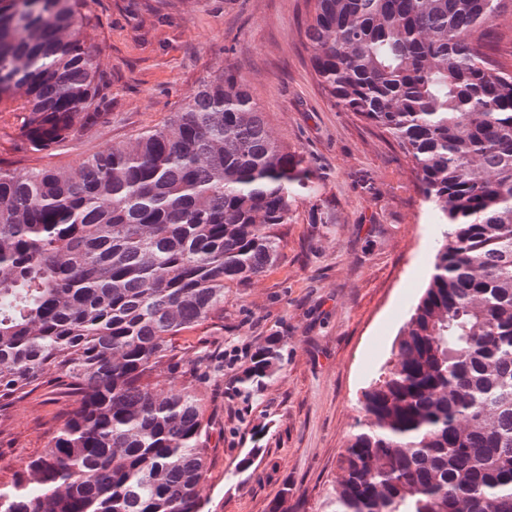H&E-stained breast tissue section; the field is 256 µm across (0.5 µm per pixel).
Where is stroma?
<instances>
[{"label":"stroma","instance_id":"obj_1","mask_svg":"<svg viewBox=\"0 0 512 512\" xmlns=\"http://www.w3.org/2000/svg\"><path fill=\"white\" fill-rule=\"evenodd\" d=\"M306 0H84L82 37L111 100L82 140L15 151L0 166L65 170L162 127L207 79L231 69L273 135L303 158L306 188L278 225L275 263L224 293V312L177 336L164 387L198 388L209 419L207 512H322L359 398L392 356L423 294L443 225L400 148L319 85L304 36ZM277 344L260 388L240 379ZM61 378L0 402V487L47 447L75 406Z\"/></svg>","mask_w":512,"mask_h":512}]
</instances>
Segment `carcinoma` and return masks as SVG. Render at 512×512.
<instances>
[{
    "label": "carcinoma",
    "instance_id": "1",
    "mask_svg": "<svg viewBox=\"0 0 512 512\" xmlns=\"http://www.w3.org/2000/svg\"><path fill=\"white\" fill-rule=\"evenodd\" d=\"M81 2L0 0V112L24 114L26 151L103 116ZM313 2L319 84L398 144L447 226L324 512H512V69L488 48L512 0ZM302 162L224 71L131 146L0 167V398L53 373L78 394L0 512H204L203 398L163 389L158 369L274 263ZM281 359L267 347L242 383Z\"/></svg>",
    "mask_w": 512,
    "mask_h": 512
}]
</instances>
